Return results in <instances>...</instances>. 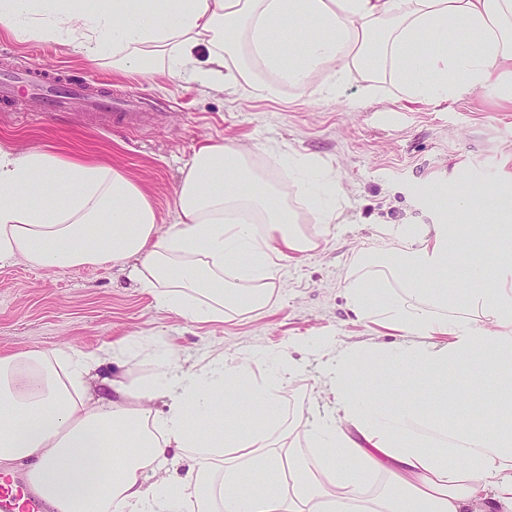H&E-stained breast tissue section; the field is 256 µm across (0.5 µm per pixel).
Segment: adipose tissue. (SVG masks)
<instances>
[{"label":"adipose tissue","mask_w":512,"mask_h":512,"mask_svg":"<svg viewBox=\"0 0 512 512\" xmlns=\"http://www.w3.org/2000/svg\"><path fill=\"white\" fill-rule=\"evenodd\" d=\"M0 24L143 76L164 66L229 85L257 66L269 97L306 93L324 72L388 77L411 102L489 86L512 102V0H0ZM248 157L202 146L163 227L120 168L0 148V262L130 263L159 305L201 324L260 311L284 261L321 241ZM295 162L296 195L334 223L341 183H309L315 160ZM456 211L493 219L391 226L395 248L355 255L350 307L405 340L337 354L316 342L330 396L318 422L284 415L276 390L298 369L285 350L199 369L156 349L145 378L99 372L142 347L136 336L98 354L30 349L0 355V471L26 467L51 512H512V206L461 191ZM484 239L493 254H472ZM420 381L436 386L424 409L408 393ZM464 390L480 391L490 425L449 416ZM171 448L195 455L184 464Z\"/></svg>","instance_id":"adipose-tissue-1"}]
</instances>
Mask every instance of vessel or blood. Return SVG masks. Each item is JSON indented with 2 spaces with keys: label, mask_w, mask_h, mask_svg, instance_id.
Returning <instances> with one entry per match:
<instances>
[{
  "label": "vessel or blood",
  "mask_w": 512,
  "mask_h": 512,
  "mask_svg": "<svg viewBox=\"0 0 512 512\" xmlns=\"http://www.w3.org/2000/svg\"><path fill=\"white\" fill-rule=\"evenodd\" d=\"M38 96L45 111L73 112L86 115L91 124L125 130L139 127L144 118L134 96L115 97L75 80L67 70L0 68V108L22 109L27 95ZM36 499L22 479L0 476V512H33Z\"/></svg>",
  "instance_id": "1"
}]
</instances>
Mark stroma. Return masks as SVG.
Instances as JSON below:
<instances>
[{
	"instance_id": "obj_1",
	"label": "stroma",
	"mask_w": 512,
	"mask_h": 512,
	"mask_svg": "<svg viewBox=\"0 0 512 512\" xmlns=\"http://www.w3.org/2000/svg\"><path fill=\"white\" fill-rule=\"evenodd\" d=\"M2 54L18 67H63L144 97L149 117L135 133L95 128L78 113L53 115L35 104L0 112V148L90 154L124 169L148 193L162 224L176 219L173 198L185 163L213 142L252 148L251 167L295 209L300 202L289 157H312L341 182L347 203L334 224L307 221V233L326 235L328 243L286 262L262 312L221 326L161 308L126 268L0 262L1 353L65 347L88 353L135 335L145 339V349L127 355L124 364L105 363L101 373L122 366L142 376L153 370L154 346L173 345L189 365L249 349L285 348L301 367L280 392L290 418L324 399L317 355L307 341L329 340L341 348L403 340L402 333L348 308L344 287L356 251L381 249L379 229L388 224L453 223L458 188L512 196V109L492 89L412 103L398 100L385 78L369 82L356 74L334 86L318 73L310 93L298 97L287 90L270 99L256 82L221 91L181 74L117 75L111 58L93 61L60 44L20 41L0 30Z\"/></svg>"
}]
</instances>
